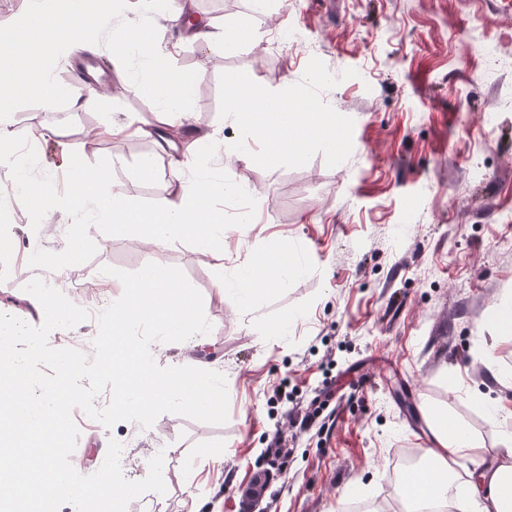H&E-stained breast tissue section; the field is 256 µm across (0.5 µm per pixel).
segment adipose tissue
<instances>
[{
  "instance_id": "obj_1",
  "label": "adipose tissue",
  "mask_w": 512,
  "mask_h": 512,
  "mask_svg": "<svg viewBox=\"0 0 512 512\" xmlns=\"http://www.w3.org/2000/svg\"><path fill=\"white\" fill-rule=\"evenodd\" d=\"M51 4L52 0H27V22L0 37V45L5 46L11 56L9 65L0 66V164L22 171L28 162L26 153L15 142L10 130L16 94H35L47 109L62 97L67 98L73 108L81 109L108 95L103 87H57L43 69V48L35 36L36 31L52 29L53 44L58 51L65 52L79 44L97 42L102 32L112 29L121 48L134 50L150 60L153 72L144 84L151 93L163 97L156 123L116 118L97 126L93 135L108 141L131 137L146 139L160 152L169 154L171 191L168 197L161 206L149 212L128 208L122 184L111 183V191L100 192V184L108 181L105 171L76 166L72 169L67 204L73 210L93 204L101 221L111 229L143 228L149 249L142 273L126 287L128 306L113 311L110 316L112 336L104 366L112 372L114 414H125L133 407L139 414L147 415L158 406L172 403L222 412L224 396L221 388L211 374L192 362L179 373L165 377L160 389L145 391L134 372L138 369L150 372L158 354L144 351L136 339L127 335V328L133 323L142 325L150 334L165 336L172 341L192 333L187 320L174 314L176 307L186 304L187 296L177 280L161 278L159 253L167 241L191 235L197 239L203 255L219 261L224 258L216 244L217 238L224 233V215L211 204L215 189L187 175L194 165L196 149L213 142L214 136L192 125L191 115L185 107L191 88L167 63L169 41L164 29L145 34L135 20L128 21L120 29H113L112 0H101L96 26L73 34L69 26L81 13L80 0H72L69 11L64 14L53 11ZM424 413L433 435V445L425 449L424 454L436 468L429 487L410 494L411 512H420L423 506L447 499L449 458L477 456L483 448L481 441L464 425L449 420L447 415L430 406L425 407ZM500 440L506 450L505 456L486 461L468 484L472 512H512V430L506 427Z\"/></svg>"
}]
</instances>
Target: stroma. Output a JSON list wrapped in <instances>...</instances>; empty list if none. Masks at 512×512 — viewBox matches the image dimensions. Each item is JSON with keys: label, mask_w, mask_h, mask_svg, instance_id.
Returning <instances> with one entry per match:
<instances>
[{"label": "stroma", "mask_w": 512, "mask_h": 512, "mask_svg": "<svg viewBox=\"0 0 512 512\" xmlns=\"http://www.w3.org/2000/svg\"><path fill=\"white\" fill-rule=\"evenodd\" d=\"M216 25L241 28L230 48L185 41L170 60L193 86L194 126L214 132L196 158L199 178H224V262L202 255L194 238L162 250V274L180 281L193 307L200 347H169L158 372L194 357L224 375L229 418L212 425L172 413L138 442L130 423L113 427L74 410L76 453L87 473L103 464L110 440L128 460L125 478L146 477L163 453L165 493L147 492L127 512H240L254 482L264 491L253 512H343L348 498L405 496L389 472L405 449L428 446L424 405L444 409L499 449L471 391L512 390V332L499 307L512 303V0H197ZM102 63L112 98L77 110L68 100L44 109L19 99L18 143L34 126L67 131L75 164L107 169L125 187L127 206L150 209L169 192V159L151 141L93 140L113 117L155 122L160 103L136 85L150 64L123 54L111 33L75 49ZM73 55V56H74ZM339 76L323 100L354 121L353 150L328 167L316 154L302 167L266 170L228 161L236 123L219 116V77L242 70L281 90L298 82L311 58ZM356 77L342 79L344 70ZM153 156L142 175L144 156ZM54 139L34 145L29 169L51 179L55 209L32 207L12 167L0 165V313L30 316L34 284L60 289L100 277L105 266L146 263L143 232L105 235L92 212L72 214L69 176ZM249 215L250 225L239 224ZM252 249L242 251L240 234ZM77 241L78 258L65 251ZM280 252L288 272L277 287L241 301L248 258ZM285 384L273 397L271 387ZM311 415L307 427L290 414ZM281 434L282 454L269 451Z\"/></svg>", "instance_id": "obj_1"}]
</instances>
